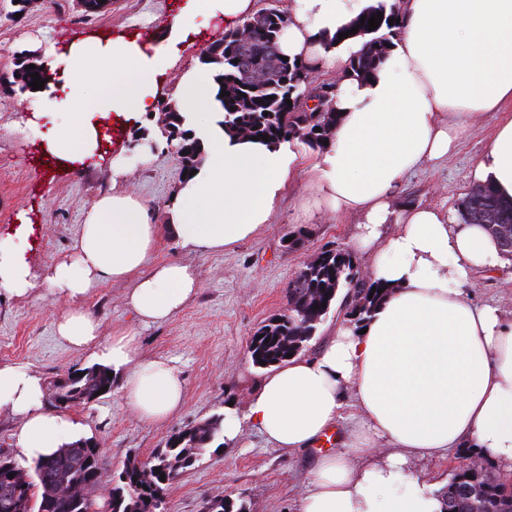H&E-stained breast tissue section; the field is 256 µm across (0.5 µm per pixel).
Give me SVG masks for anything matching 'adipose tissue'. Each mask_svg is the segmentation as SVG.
Instances as JSON below:
<instances>
[{"label":"adipose tissue","mask_w":512,"mask_h":512,"mask_svg":"<svg viewBox=\"0 0 512 512\" xmlns=\"http://www.w3.org/2000/svg\"><path fill=\"white\" fill-rule=\"evenodd\" d=\"M378 0H291L279 43L288 57L351 60L365 41L333 43L336 31ZM255 12L254 0H184L161 47L123 34L71 42L46 65L63 79L64 97L44 88L27 127L58 160L108 163L113 179L131 165L108 159V117L137 123L155 112L159 79L190 34L216 22L226 29ZM402 27L371 80L343 77L333 106L341 114L326 149L311 164L316 205L362 221L351 239L371 257L373 280L389 293L362 327L338 326L315 355L275 367L250 396L244 415L224 413V439L244 426L287 454L317 443L353 409L341 448L318 456L301 512H441L436 488L415 462L471 447L512 481V317L473 299L474 274L505 268L497 239L483 225L448 211L392 205L396 187L423 165L447 160L485 112L498 115L473 171L476 182L512 199V0H403ZM216 85L206 69L186 73L178 103L192 116L207 154L178 189L169 227L186 249L222 250L269 223L304 161L299 140L250 141L218 126ZM158 226L135 195L118 191L85 214L73 251L43 274L30 260L31 222L19 213L0 234V293L46 288L66 299L109 281H132L126 303L139 324L165 321L195 296L189 266L157 264ZM56 335L111 369L142 422L165 421L184 402L185 382L172 361L144 359L137 332L105 337L97 321L71 309ZM42 378L24 365H0V408L21 417L14 446L27 460L86 439L87 425L44 410Z\"/></svg>","instance_id":"1"}]
</instances>
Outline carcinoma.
I'll list each match as a JSON object with an SVG mask.
<instances>
[{
    "instance_id": "1",
    "label": "carcinoma",
    "mask_w": 512,
    "mask_h": 512,
    "mask_svg": "<svg viewBox=\"0 0 512 512\" xmlns=\"http://www.w3.org/2000/svg\"><path fill=\"white\" fill-rule=\"evenodd\" d=\"M383 13L377 29L368 30V24L356 17L345 28L349 32L359 27L356 35L366 39V50L350 62V75L359 79L372 76L384 57L389 38L398 34L400 24L389 23L398 18L395 7L381 3L364 12L366 18ZM260 30L249 41L238 38V29L224 33V49L209 48L201 63L215 71L216 101L222 112L220 126L247 137L269 136V142L297 138L313 149H325L324 141L330 139L339 120V113L293 112L286 100H298L311 93L309 85L295 79L296 60L284 61L277 54L278 43L286 22L275 8L263 10ZM18 63L12 73V84L21 94L33 91L30 87L37 72L46 79L44 65L39 56L22 51L17 53ZM35 68H30V65ZM228 92L221 96L220 91ZM170 121L161 136L171 140L178 132L182 170L187 173L198 169L203 160L202 142L193 132L187 113L177 104L167 103ZM320 131H315V128ZM458 210L471 224H483L499 241L502 250L512 256V203L503 201L489 185L472 187L460 199ZM345 295L346 315L354 324L364 322L368 313L383 298V286L359 275L352 255L340 247L327 245L317 257L305 263L288 284V312L268 321L259 328L249 348L253 364L277 365L287 361L286 355L304 351L322 323L340 289ZM378 292H372V289ZM109 369L99 365L70 370L54 385L51 404L58 409L88 404L105 386H112L107 375ZM224 432V417L213 415L201 423L179 433L166 448L155 454L153 460L143 465L133 460L118 474L108 492L109 512H148L146 500L162 499L167 484L181 471L197 461L201 451ZM15 463V478L19 495L0 492V512H99L96 495L100 469V452L97 447H71L61 449L47 460L34 463L27 469L15 458L0 451V461ZM165 479H160V475ZM471 478H466V475ZM73 486L85 490V497L78 499L69 493ZM475 491L480 512H512V489L498 479L478 459L469 466L456 470L440 488L442 512H473L474 505L462 495V489Z\"/></svg>"
}]
</instances>
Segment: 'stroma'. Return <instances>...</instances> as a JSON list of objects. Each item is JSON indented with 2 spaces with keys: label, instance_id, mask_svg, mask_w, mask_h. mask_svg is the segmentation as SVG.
<instances>
[{
  "label": "stroma",
  "instance_id": "obj_1",
  "mask_svg": "<svg viewBox=\"0 0 512 512\" xmlns=\"http://www.w3.org/2000/svg\"><path fill=\"white\" fill-rule=\"evenodd\" d=\"M183 0H112L110 9L87 15L77 0H36L35 7L14 17L13 0H0V232L9 231L20 211L33 222L35 267L44 271L71 251L85 210L101 195L117 189L137 194L159 225L155 259L179 262L195 272L200 290L169 320L139 330L144 358L173 360L185 380V403L159 424L142 423L126 402L120 386L99 401L73 407L74 415L92 430L103 456L101 482L113 477L129 460L149 461L167 441L212 415L234 409L244 413L251 393L265 374L248 352L255 331L288 308L287 287L300 267L326 244L349 249L358 216L332 218L312 205L309 171H301L275 207L269 224L233 248L186 250L169 229L168 214L182 183L181 163L173 146L161 137L156 114L112 132V153L132 156L149 152L147 162L113 181L109 167L86 162L74 172L64 170L43 150L25 125L28 95L12 85L16 53L43 52L91 33L122 30L154 33L165 41L169 19ZM223 28L190 36L180 59L167 71L159 98L175 101L182 75L200 67L201 57ZM497 123L486 112L473 119L451 160L426 166L405 180L395 193L397 206L457 207L474 184L473 170ZM303 233L300 245L287 237ZM474 298L497 304L512 314V268L478 273ZM128 282H108L88 295L65 299L40 289L25 297L0 294V364H21L40 373L53 386L67 370L88 366L86 353L70 348L54 334V322L78 306L100 322L103 335L132 325L125 303ZM322 445L288 456L270 448L263 436L246 428L234 443L216 440L194 466L168 486L161 512H204L205 502L223 497L230 512H301L306 480Z\"/></svg>",
  "mask_w": 512,
  "mask_h": 512
}]
</instances>
